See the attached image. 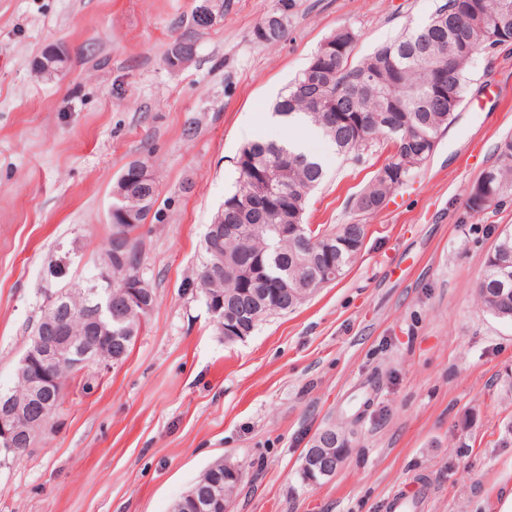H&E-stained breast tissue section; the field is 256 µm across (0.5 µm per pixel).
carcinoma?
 Instances as JSON below:
<instances>
[{
    "label": "carcinoma",
    "instance_id": "cac0c4a2",
    "mask_svg": "<svg viewBox=\"0 0 512 512\" xmlns=\"http://www.w3.org/2000/svg\"><path fill=\"white\" fill-rule=\"evenodd\" d=\"M469 0H446L431 19L420 26L409 28L393 41L375 49L357 63L351 62V49L355 33L340 29L331 34L337 42L348 45L338 56L322 62L320 93L336 101V107L351 118L360 115L365 121V130L359 134L344 123L336 122L335 113L311 104L314 89L307 85L306 72H301L281 92L274 104V113L292 120L304 116L316 126L325 141L346 155L359 151L377 137L393 144V150L383 166L358 197V210L373 214L382 207L386 198L403 185L412 172L430 156L439 134L454 120L468 84L471 56L456 50L464 42L472 43L474 49L486 52L502 46H512V27L499 28L498 19L512 15V0H477L478 17L465 23L452 25L453 13ZM290 0H277L276 6L254 27L252 35L262 44L271 46L287 35ZM196 41L190 36H180L170 45L166 62L173 67L186 65L196 56ZM444 65L448 81L454 89L451 98L437 100L431 97L434 68ZM403 73V111L398 113L396 125L389 127L379 120L386 105L382 94L395 70ZM498 163L486 170L492 177L487 201L479 208L468 206L473 214H479L512 190V137L503 139L496 147ZM269 172L278 175L281 181L280 194L269 207L255 206L257 188ZM234 189L225 197L224 203L215 213L214 224H263L266 230L256 235L224 237L206 235L201 244V261L197 274L188 279L184 287L199 291L203 301L233 294L238 286L239 262L246 255L261 259L265 278L251 286L249 292L260 293V306L252 316L243 318L244 331H253L266 318L286 313L299 307L317 288L333 282L325 268L333 264L346 270L360 253L364 243L366 225L344 224L334 234L311 229L305 222V210L310 194L325 178V169L320 161L303 153H297L284 145L254 140L245 144L236 159ZM158 199L155 179L132 184L120 198H115L112 214V233H120L131 241L133 254L130 268L112 265V282L91 277L76 282L67 302L77 309L84 301L86 287L98 285L103 297L117 296L115 285L124 281L129 269L141 266V251L138 240L132 233L148 216L160 219V210L154 209ZM286 224L288 233L281 235L274 227ZM330 247L331 256H326L325 247ZM114 289H108L109 285ZM477 302L493 316L512 321V232H502L494 247L487 254L484 268L476 289ZM148 313L130 311L126 333L120 324L112 325L111 335L101 336L94 324L74 313L65 317L64 325L78 336H86L92 352L81 365L60 366L47 375L63 390L68 382L91 364L112 358L113 348L120 347L128 355L142 322L140 316ZM227 462L219 459L207 468L196 480L199 493L206 494L212 488L211 481L224 487V469Z\"/></svg>",
    "mask_w": 512,
    "mask_h": 512
}]
</instances>
